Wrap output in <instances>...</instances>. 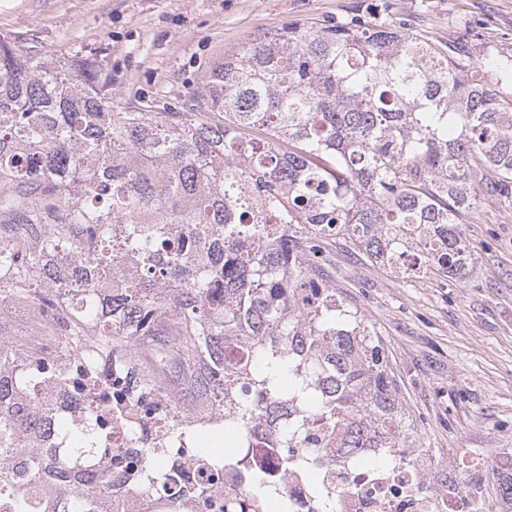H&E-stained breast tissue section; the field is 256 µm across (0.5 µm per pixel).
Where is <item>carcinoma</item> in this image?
Wrapping results in <instances>:
<instances>
[{"label": "carcinoma", "instance_id": "cac0c4a2", "mask_svg": "<svg viewBox=\"0 0 512 512\" xmlns=\"http://www.w3.org/2000/svg\"><path fill=\"white\" fill-rule=\"evenodd\" d=\"M489 196L512 205V101L470 44L447 45L377 14L318 30L292 23L224 57L186 109L114 112L100 66L38 56L0 38V305L28 302L66 323L70 355L25 348L0 320V512H96L112 496V449L98 413L60 420L37 383L64 373L91 391L136 337L154 365L125 384L131 403L154 371L190 369L224 401V427L271 436L288 466L321 464L312 426L340 447L411 448L384 348L314 269L342 234L373 265L456 279L472 266L458 216ZM65 250L75 278L47 287ZM140 272L107 292L116 259ZM67 438L52 445V433ZM135 453L140 488L177 482L191 430ZM207 498L225 462L206 448ZM61 487L59 498L26 486ZM224 512H292L287 480L252 469Z\"/></svg>", "mask_w": 512, "mask_h": 512}]
</instances>
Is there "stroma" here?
<instances>
[{"label": "stroma", "mask_w": 512, "mask_h": 512, "mask_svg": "<svg viewBox=\"0 0 512 512\" xmlns=\"http://www.w3.org/2000/svg\"><path fill=\"white\" fill-rule=\"evenodd\" d=\"M375 0H0V38L42 56L101 66L112 109L176 108L248 41L321 27ZM388 16L430 38L469 37L478 57L512 59V0H388ZM470 276L401 278L337 236L315 279L377 334L413 425L440 461L477 481L498 512V460L512 457V208L487 197L463 212Z\"/></svg>", "instance_id": "35a3bbf8"}]
</instances>
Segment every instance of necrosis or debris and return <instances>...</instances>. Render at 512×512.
<instances>
[{"label": "necrosis or debris", "instance_id": "necrosis-or-debris-1", "mask_svg": "<svg viewBox=\"0 0 512 512\" xmlns=\"http://www.w3.org/2000/svg\"><path fill=\"white\" fill-rule=\"evenodd\" d=\"M0 320L21 324L20 335L31 348L60 353L59 341L64 334L61 323L39 315L29 304L0 306ZM191 383L186 375L159 374L154 393L157 412L153 415L126 402L113 404L112 430L107 439L113 456L123 459L124 465L116 474L112 512H160V502L172 498L169 490L151 496L139 495L134 487L137 469L128 460L134 448L142 443L160 442L164 420L172 417L174 404L189 391ZM41 397L53 413L73 418L99 402L95 394L77 397L68 380L51 383ZM133 422L139 424V431L130 430ZM313 431L321 437L322 465L312 479L300 470H283L277 448L254 431L239 432L237 437L251 466L274 476L287 473L288 493L295 512H314L316 504L311 490L316 486L336 495L338 512H473L475 508L460 486L452 484L445 490L436 486L433 475L438 464L431 449L416 448L405 453L398 448L387 452L367 448L363 451L365 461L358 466L353 456L340 448L331 426L319 422Z\"/></svg>", "mask_w": 512, "mask_h": 512}]
</instances>
